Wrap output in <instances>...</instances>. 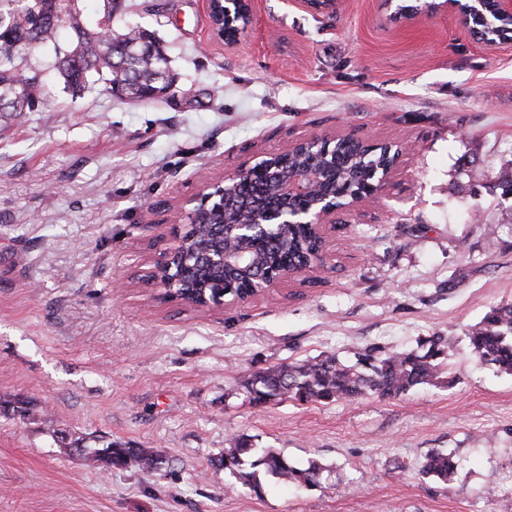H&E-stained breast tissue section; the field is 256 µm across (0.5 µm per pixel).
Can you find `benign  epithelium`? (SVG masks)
<instances>
[{
  "instance_id": "benign-epithelium-1",
  "label": "benign epithelium",
  "mask_w": 512,
  "mask_h": 512,
  "mask_svg": "<svg viewBox=\"0 0 512 512\" xmlns=\"http://www.w3.org/2000/svg\"><path fill=\"white\" fill-rule=\"evenodd\" d=\"M294 4L315 15H329L336 12L338 0H294ZM206 8L212 34L225 45L234 46L249 34L254 19L252 0H206ZM383 8L386 12L380 14L379 22L385 28L411 27L424 17L451 15L468 25L489 49L512 42V0H416L410 9L384 0ZM274 158V154L266 155L237 172L206 181L178 206L170 218L174 244L149 270V284L162 290L164 298L201 310L240 302L237 297L226 296L225 287L239 276L254 279V262L243 246L265 240L267 227L272 224H307L323 246L308 255L300 268L285 269L274 278L261 280L259 291L327 264L325 228L336 219V194L322 187V179L312 171L294 170L283 176L277 186L283 198L307 199L309 207L283 206L264 212L255 205H244L235 210L233 219L226 217L229 183L243 176L267 173ZM182 224L210 225L221 240L220 245L205 248L194 244L184 237Z\"/></svg>"
}]
</instances>
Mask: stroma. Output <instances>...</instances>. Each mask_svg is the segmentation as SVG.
I'll list each match as a JSON object with an SVG mask.
<instances>
[{
    "label": "stroma",
    "mask_w": 512,
    "mask_h": 512,
    "mask_svg": "<svg viewBox=\"0 0 512 512\" xmlns=\"http://www.w3.org/2000/svg\"><path fill=\"white\" fill-rule=\"evenodd\" d=\"M132 2L173 96L72 94L52 68L63 30L21 65L43 76L34 110L0 128V512H512V374L475 363L466 337L512 303V198L488 186L512 160V44L486 49L450 16L385 29L379 0L322 17L255 0L228 48L204 0ZM335 133L415 149L327 227V269L214 310L145 281L173 244L167 208ZM433 335L456 340L453 386L261 405L240 387ZM234 436L317 462L321 485L262 471L252 490L220 464ZM110 442L154 449L157 470L91 464ZM434 450L457 464L448 483L420 473Z\"/></svg>",
    "instance_id": "35a3bbf8"
}]
</instances>
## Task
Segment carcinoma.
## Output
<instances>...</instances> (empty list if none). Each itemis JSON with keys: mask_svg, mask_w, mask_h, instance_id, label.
Instances as JSON below:
<instances>
[{"mask_svg": "<svg viewBox=\"0 0 512 512\" xmlns=\"http://www.w3.org/2000/svg\"><path fill=\"white\" fill-rule=\"evenodd\" d=\"M78 0H0V36L11 47L0 50V117L26 111L40 92L42 75L38 71L21 72V63L35 46L56 39L60 27L66 26L74 37L71 47L56 52V70L65 86L80 93L99 82L105 89L117 84L122 98L141 101L150 90L174 86L169 60L160 51L154 33L126 24L132 5L126 0H103L102 17L88 23L77 5ZM391 158L369 154L358 143L338 144L325 152L313 149L296 153L282 161L284 169L298 166L319 168L328 173L327 185L350 199L368 191L372 179L368 169ZM241 199L255 193L274 199L271 179L252 178L231 186ZM316 243L307 226L286 225L260 246L258 265L277 272L295 268ZM467 338L473 360L491 363L506 373H512V303L491 308L480 322L471 326ZM426 352L414 350L386 351L371 347L357 354L348 364L334 354H323L276 365L254 372L242 383L249 402L267 404L286 400L299 403H330L354 400L366 394L394 398L422 385L452 384L456 377L447 369L448 358L455 350L452 336H431L426 340ZM112 465L124 466L132 460L145 470L157 468L158 459L149 448H126L111 443ZM247 443L233 440L224 449L221 459L224 469L240 470ZM263 467L283 482L301 487L320 484L325 468L311 463L306 468L288 465L279 453L264 450L251 467ZM456 471L449 454L431 453L421 472L447 483Z\"/></svg>", "mask_w": 512, "mask_h": 512, "instance_id": "cac0c4a2", "label": "carcinoma"}]
</instances>
